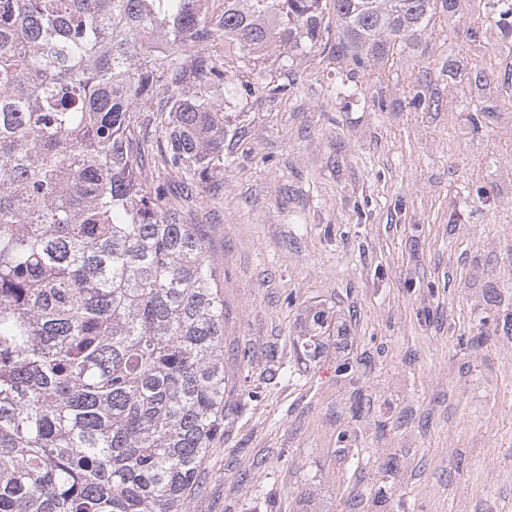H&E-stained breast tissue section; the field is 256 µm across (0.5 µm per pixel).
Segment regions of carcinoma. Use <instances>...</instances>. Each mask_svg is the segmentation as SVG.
Segmentation results:
<instances>
[{"mask_svg":"<svg viewBox=\"0 0 512 512\" xmlns=\"http://www.w3.org/2000/svg\"><path fill=\"white\" fill-rule=\"evenodd\" d=\"M458 0H0V512H184L224 442V296L194 225L142 176L196 187L224 152L226 80L317 48L352 70ZM485 21L512 33V0ZM336 44H330L331 28ZM219 42L224 60L187 51ZM330 325L309 309L297 349Z\"/></svg>","mask_w":512,"mask_h":512,"instance_id":"1","label":"carcinoma"}]
</instances>
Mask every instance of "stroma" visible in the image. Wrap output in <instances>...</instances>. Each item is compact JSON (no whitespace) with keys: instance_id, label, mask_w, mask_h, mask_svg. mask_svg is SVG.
<instances>
[{"instance_id":"stroma-1","label":"stroma","mask_w":512,"mask_h":512,"mask_svg":"<svg viewBox=\"0 0 512 512\" xmlns=\"http://www.w3.org/2000/svg\"><path fill=\"white\" fill-rule=\"evenodd\" d=\"M349 69L251 75L192 202L145 159L204 240L235 382L186 512H512V36L441 10L380 80ZM312 308L340 334L302 361Z\"/></svg>"}]
</instances>
